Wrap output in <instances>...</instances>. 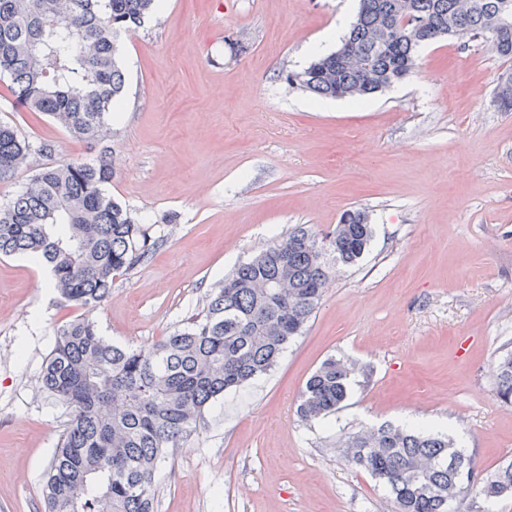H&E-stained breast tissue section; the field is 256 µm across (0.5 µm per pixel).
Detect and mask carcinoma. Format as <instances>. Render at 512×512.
I'll list each match as a JSON object with an SVG mask.
<instances>
[{
	"label": "carcinoma",
	"instance_id": "carcinoma-1",
	"mask_svg": "<svg viewBox=\"0 0 512 512\" xmlns=\"http://www.w3.org/2000/svg\"><path fill=\"white\" fill-rule=\"evenodd\" d=\"M157 0H0V80L32 112L54 119L75 138L99 144L111 133L125 76L118 37L141 27ZM512 0H359L355 21L332 53L301 71L292 88L320 98L358 100L404 80L420 49L464 32L486 40ZM501 109L512 112V69ZM52 152L0 123V180L34 155ZM112 165L71 160L38 168L0 207V256L27 254L45 263L68 305L91 312L112 282L158 247L148 229L106 193ZM320 237L297 227L225 276L205 313L150 350L107 342L85 315L56 331L41 388L70 408L72 419L44 482V512H154L155 470L182 448L212 402L270 371L317 309L333 268L357 263L373 237L368 214ZM278 281L284 288H266ZM355 365L329 357L308 379L297 404L306 420L336 412ZM496 396L512 406V349L496 365ZM349 464L387 490L395 512H492L512 494V464L480 485L470 483V456L446 436L393 424L353 433L341 443Z\"/></svg>",
	"mask_w": 512,
	"mask_h": 512
}]
</instances>
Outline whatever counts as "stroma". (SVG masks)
I'll return each instance as SVG.
<instances>
[{"label": "stroma", "instance_id": "obj_1", "mask_svg": "<svg viewBox=\"0 0 512 512\" xmlns=\"http://www.w3.org/2000/svg\"><path fill=\"white\" fill-rule=\"evenodd\" d=\"M359 0H159L123 34L126 85L104 148H90L0 86V122L48 155L0 181V204L35 166L95 161L106 187L159 242L93 314L102 336L148 350L200 312L226 274L295 226L333 232L366 211L373 238L337 270L278 364L206 409L155 473L156 512H394L336 449L341 433L392 423L447 434L475 481L512 463V407L495 362L512 341V112L493 101L504 62L481 41L424 46L415 72L358 101L292 89ZM63 306L42 263L0 257V512H43L69 419L39 378ZM356 364L348 397L296 413L327 357Z\"/></svg>", "mask_w": 512, "mask_h": 512}]
</instances>
